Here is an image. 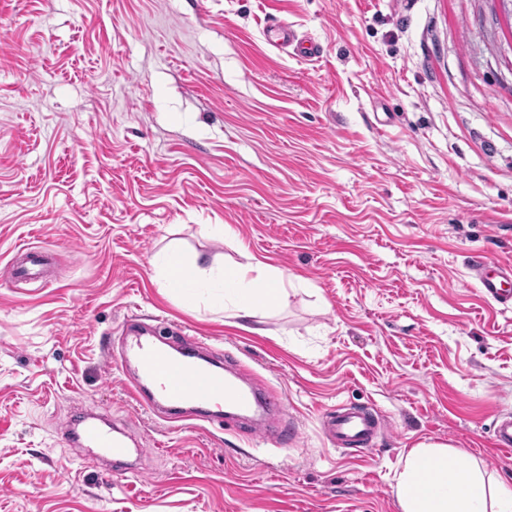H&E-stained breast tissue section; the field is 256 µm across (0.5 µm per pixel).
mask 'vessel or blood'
I'll return each instance as SVG.
<instances>
[{
  "label": "vessel or blood",
  "mask_w": 512,
  "mask_h": 512,
  "mask_svg": "<svg viewBox=\"0 0 512 512\" xmlns=\"http://www.w3.org/2000/svg\"><path fill=\"white\" fill-rule=\"evenodd\" d=\"M268 42L274 48L293 47L297 56L315 58L319 48L311 40L298 36L283 21L267 24ZM480 291L501 304L512 303V264L482 263L476 269ZM184 346L180 355L168 354L156 342L129 330L121 338L116 361L126 364L136 358L144 378L132 391L133 399L150 411L175 413L190 409L194 418L203 422H237L247 414L261 412L275 416L282 396L272 394L267 384L254 383L241 390L238 381L242 364L234 357L226 358V372H218L202 364L197 354L201 342L193 336H181ZM379 421L370 412L357 408L336 409L328 420V431L337 446L369 451L379 432ZM68 443L98 449L100 456L119 458L127 444L113 436L110 427L99 417L88 415L72 423Z\"/></svg>",
  "instance_id": "obj_1"
}]
</instances>
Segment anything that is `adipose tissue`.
I'll return each instance as SVG.
<instances>
[{
  "label": "adipose tissue",
  "instance_id": "obj_1",
  "mask_svg": "<svg viewBox=\"0 0 512 512\" xmlns=\"http://www.w3.org/2000/svg\"><path fill=\"white\" fill-rule=\"evenodd\" d=\"M167 287L193 303L203 289L219 286L224 307L235 316L253 317L281 304L284 272L261 262L219 269L189 264L174 252L162 255ZM393 493L401 512H512V482L486 474L473 457H458L444 444L420 443L403 458Z\"/></svg>",
  "mask_w": 512,
  "mask_h": 512
}]
</instances>
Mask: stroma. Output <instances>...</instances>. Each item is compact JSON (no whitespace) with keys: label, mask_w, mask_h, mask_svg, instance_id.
Here are the masks:
<instances>
[{"label":"stroma","mask_w":512,"mask_h":512,"mask_svg":"<svg viewBox=\"0 0 512 512\" xmlns=\"http://www.w3.org/2000/svg\"><path fill=\"white\" fill-rule=\"evenodd\" d=\"M274 17L320 56L270 46ZM24 244L52 264L13 282ZM173 248L293 284L253 318L191 306L151 263ZM485 261L512 264L500 0H0V512H400L422 442L512 480V306ZM156 318L282 392L287 445L139 407L105 345ZM344 405L382 419L367 454L328 435ZM85 413L122 464L65 443ZM479 290L498 303L512 304V264L483 262L477 266Z\"/></svg>","instance_id":"stroma-1"}]
</instances>
